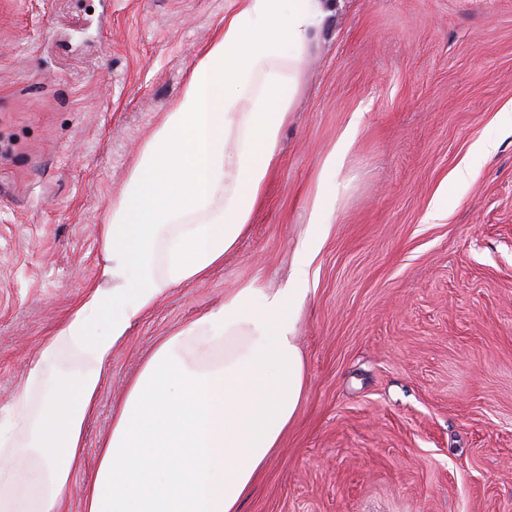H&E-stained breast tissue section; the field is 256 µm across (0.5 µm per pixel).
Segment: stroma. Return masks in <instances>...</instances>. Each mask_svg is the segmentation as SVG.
I'll list each match as a JSON object with an SVG mask.
<instances>
[{"label": "stroma", "mask_w": 512, "mask_h": 512, "mask_svg": "<svg viewBox=\"0 0 512 512\" xmlns=\"http://www.w3.org/2000/svg\"><path fill=\"white\" fill-rule=\"evenodd\" d=\"M234 6L0 0V413L100 280V226L137 150ZM510 105L512 0H342L247 233L113 350L73 485L156 346L230 288L287 287L316 231L306 395L242 512H512ZM482 137L497 148L478 158ZM441 193L446 217L426 222Z\"/></svg>", "instance_id": "stroma-1"}]
</instances>
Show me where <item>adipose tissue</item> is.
<instances>
[{
	"mask_svg": "<svg viewBox=\"0 0 512 512\" xmlns=\"http://www.w3.org/2000/svg\"><path fill=\"white\" fill-rule=\"evenodd\" d=\"M335 0H237L140 148L101 227V280L44 343L0 418V512H241L303 401L294 311L306 291L248 282L164 339L73 487L112 349L172 288L203 280L246 230L279 131ZM82 360L52 367L62 346Z\"/></svg>",
	"mask_w": 512,
	"mask_h": 512,
	"instance_id": "adipose-tissue-1",
	"label": "adipose tissue"
}]
</instances>
